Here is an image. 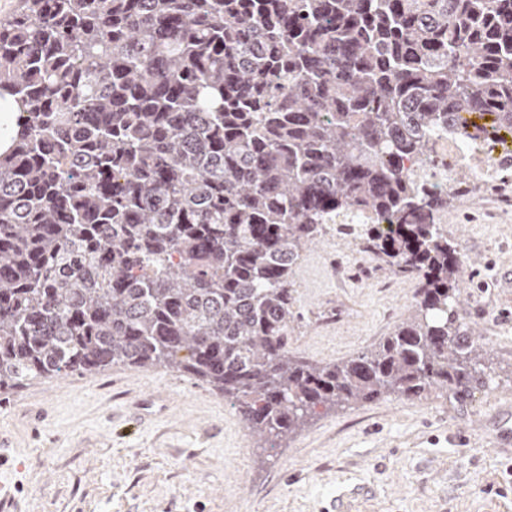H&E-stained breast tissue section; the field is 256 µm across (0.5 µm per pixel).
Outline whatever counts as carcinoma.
<instances>
[{
	"label": "carcinoma",
	"mask_w": 512,
	"mask_h": 512,
	"mask_svg": "<svg viewBox=\"0 0 512 512\" xmlns=\"http://www.w3.org/2000/svg\"><path fill=\"white\" fill-rule=\"evenodd\" d=\"M0 388L175 369L277 437L320 406L455 395L479 375L455 306L457 188L435 137L512 131V0H17L0 18ZM418 280L348 360L290 355L288 284L325 225Z\"/></svg>",
	"instance_id": "carcinoma-1"
}]
</instances>
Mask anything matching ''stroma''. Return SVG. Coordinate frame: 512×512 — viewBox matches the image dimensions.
<instances>
[{"label":"stroma","instance_id":"1","mask_svg":"<svg viewBox=\"0 0 512 512\" xmlns=\"http://www.w3.org/2000/svg\"><path fill=\"white\" fill-rule=\"evenodd\" d=\"M467 188L439 217L466 259L458 317L484 364L467 394L321 408L270 442L185 373L69 372L0 391V486L18 512H512V454L488 430L512 401V181ZM416 289L328 229L290 280L289 349L313 364L353 357L407 317ZM158 392L168 410L130 424L127 405Z\"/></svg>","mask_w":512,"mask_h":512}]
</instances>
